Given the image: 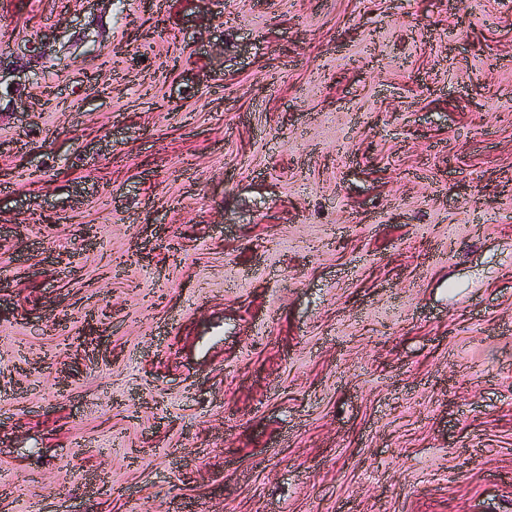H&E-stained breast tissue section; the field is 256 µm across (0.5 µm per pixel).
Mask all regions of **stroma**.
I'll return each mask as SVG.
<instances>
[{
  "label": "stroma",
  "instance_id": "obj_1",
  "mask_svg": "<svg viewBox=\"0 0 512 512\" xmlns=\"http://www.w3.org/2000/svg\"><path fill=\"white\" fill-rule=\"evenodd\" d=\"M0 512H512V0H0Z\"/></svg>",
  "mask_w": 512,
  "mask_h": 512
}]
</instances>
